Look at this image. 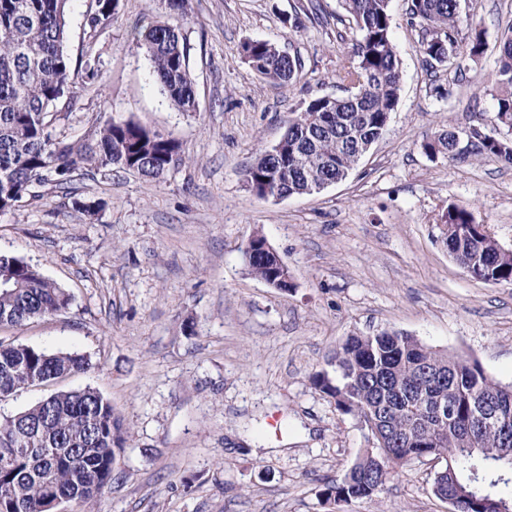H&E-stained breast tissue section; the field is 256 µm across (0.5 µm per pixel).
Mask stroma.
<instances>
[{
  "instance_id": "1",
  "label": "stroma",
  "mask_w": 512,
  "mask_h": 512,
  "mask_svg": "<svg viewBox=\"0 0 512 512\" xmlns=\"http://www.w3.org/2000/svg\"><path fill=\"white\" fill-rule=\"evenodd\" d=\"M318 18H309V2ZM91 0H70L65 49L75 76L54 137L90 138L132 119L176 139L185 161L164 181L125 171L76 175L70 191L0 212V253L24 259L70 296L66 310L0 339L88 357L91 367L0 399V418L58 390L91 387L122 417L128 441L101 497L68 512H324L318 492L343 477L372 437L316 389L313 375L352 335L397 331L477 359L512 385V283L470 276L441 238L449 203L468 205L512 246V165L429 157L439 130L492 112L497 41L512 0H463L487 42L461 69L429 66L411 0H391L402 91L383 137L354 170L318 192L257 198L244 171L315 96H339L333 73L356 33L340 0H120L89 37ZM174 26L189 47L196 109L172 107L131 37L140 22ZM248 39L299 58L289 86L241 57ZM93 54L101 72L82 68ZM446 98H436L434 86ZM98 203L96 214L82 210ZM264 236L294 281L281 291L249 274L243 248ZM441 459L399 467L379 495L344 512H450L433 492Z\"/></svg>"
}]
</instances>
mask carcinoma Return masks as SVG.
I'll list each match as a JSON object with an SVG mask.
<instances>
[{"instance_id":"obj_1","label":"carcinoma","mask_w":512,"mask_h":512,"mask_svg":"<svg viewBox=\"0 0 512 512\" xmlns=\"http://www.w3.org/2000/svg\"><path fill=\"white\" fill-rule=\"evenodd\" d=\"M68 2L0 0V210L35 197L36 185L65 187L85 165L88 175L117 168L152 183L183 162L178 143L133 120L110 121L79 143L53 137L50 126L55 110L66 106L72 72L64 50ZM95 3L86 14L92 36L112 25L119 0ZM389 3L342 0L358 39L352 52L339 58L333 78L348 95L315 97L295 113L282 151L261 154L245 170L255 196L318 192L345 179L383 136L401 93ZM410 15L426 33L425 61L461 67L460 0H411ZM132 35L169 101L193 111L189 51L176 29L156 22ZM240 54L257 74L279 85L290 84L299 66L268 40H247ZM495 84L494 111L468 127L469 147L459 149L456 130L448 128L425 144L428 155L494 157L512 165V139L487 133L490 126L512 131V33L499 41ZM443 217L441 233L459 265L488 284L512 282V249H503L487 225L475 223L468 206L450 203ZM247 269L260 280L276 272L262 251ZM0 280V325L21 326L69 305L63 288L15 256L0 254ZM328 365L313 375V384L339 412L358 419L374 443L360 451L341 479L319 491L325 512L377 496L385 486L383 469L425 457L445 460L433 492L452 502L453 512L512 508V495L503 494L512 488V385L492 380L475 359L435 350L399 332L350 336ZM88 367V359L78 354L0 340V397ZM477 398L499 413V422L482 423L475 414ZM125 443L122 419L91 387L54 392L0 420V512H46L56 498L79 505L94 501L111 485ZM20 448L36 452L26 456Z\"/></svg>"}]
</instances>
